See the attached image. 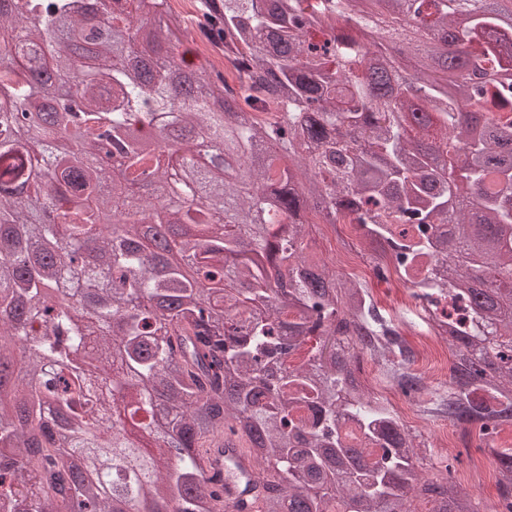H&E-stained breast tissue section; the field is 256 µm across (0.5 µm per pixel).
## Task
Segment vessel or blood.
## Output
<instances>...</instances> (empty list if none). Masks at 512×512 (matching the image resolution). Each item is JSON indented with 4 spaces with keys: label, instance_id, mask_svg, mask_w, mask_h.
Returning <instances> with one entry per match:
<instances>
[{
    "label": "vessel or blood",
    "instance_id": "obj_1",
    "mask_svg": "<svg viewBox=\"0 0 512 512\" xmlns=\"http://www.w3.org/2000/svg\"><path fill=\"white\" fill-rule=\"evenodd\" d=\"M201 454L219 512H258L256 466L241 441L228 434L222 442L202 449Z\"/></svg>",
    "mask_w": 512,
    "mask_h": 512
}]
</instances>
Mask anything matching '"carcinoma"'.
Returning a JSON list of instances; mask_svg holds the SVG:
<instances>
[{"label": "carcinoma", "instance_id": "cac0c4a2", "mask_svg": "<svg viewBox=\"0 0 512 512\" xmlns=\"http://www.w3.org/2000/svg\"><path fill=\"white\" fill-rule=\"evenodd\" d=\"M165 2L0 0V512H217L197 449L227 431L260 512H480L360 376L465 432L512 425V0H199L230 80ZM306 213L461 303L446 389L308 254ZM184 47L188 50L187 59L194 62L195 65L214 66L224 72V58L222 59L216 51H205L198 45L188 42ZM365 383L378 395L386 397L389 388H393L386 378L384 371L374 362L368 360L364 363ZM395 391V389L393 388Z\"/></svg>", "mask_w": 512, "mask_h": 512}]
</instances>
